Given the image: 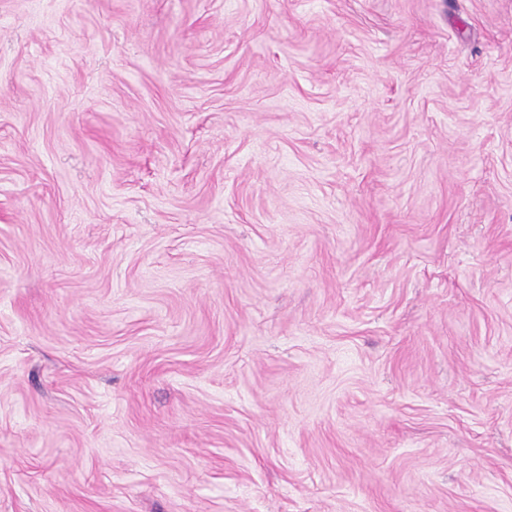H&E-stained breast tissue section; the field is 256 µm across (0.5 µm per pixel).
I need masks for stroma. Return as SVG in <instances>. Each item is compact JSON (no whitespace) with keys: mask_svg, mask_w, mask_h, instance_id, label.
Returning a JSON list of instances; mask_svg holds the SVG:
<instances>
[{"mask_svg":"<svg viewBox=\"0 0 512 512\" xmlns=\"http://www.w3.org/2000/svg\"><path fill=\"white\" fill-rule=\"evenodd\" d=\"M0 512H512V0H0Z\"/></svg>","mask_w":512,"mask_h":512,"instance_id":"obj_1","label":"stroma"}]
</instances>
